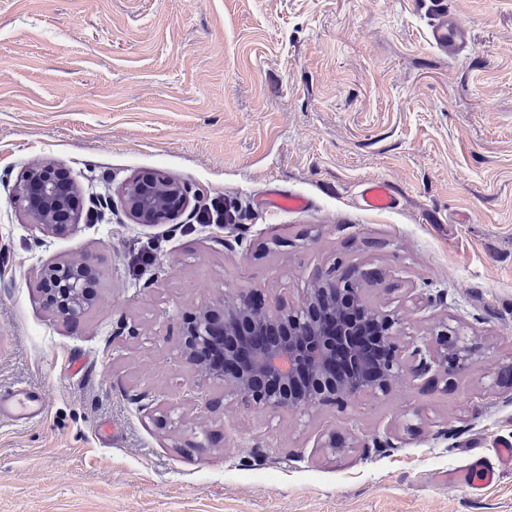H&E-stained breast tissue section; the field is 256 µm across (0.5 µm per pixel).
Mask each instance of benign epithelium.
<instances>
[{"instance_id": "7a95c632", "label": "benign epithelium", "mask_w": 512, "mask_h": 512, "mask_svg": "<svg viewBox=\"0 0 512 512\" xmlns=\"http://www.w3.org/2000/svg\"><path fill=\"white\" fill-rule=\"evenodd\" d=\"M192 189L162 171L136 175L120 188L121 206L135 224L172 219L190 204ZM25 223L55 235L69 233L91 212L75 206L70 171L44 162L29 166L16 185ZM333 267L315 279L298 302L270 304L259 293L236 305L211 303L183 322L182 355L199 376L224 386L248 406L271 412L306 411L329 404L344 409L360 395H384L403 377L429 371L448 380L479 357V347L445 323L436 338L405 345L400 319L371 305L364 286L373 270L348 275ZM96 267L91 258L57 263L40 273L43 301L68 323L93 304Z\"/></svg>"}]
</instances>
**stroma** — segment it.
Segmentation results:
<instances>
[{"mask_svg": "<svg viewBox=\"0 0 512 512\" xmlns=\"http://www.w3.org/2000/svg\"><path fill=\"white\" fill-rule=\"evenodd\" d=\"M444 6L472 41L455 58L434 0H0V392L46 400L0 424V512H512V472L477 497L450 479L512 440V0ZM40 162L112 209L60 237L23 223L13 186ZM151 169L236 232L132 223L118 191ZM374 179L395 209L361 207ZM271 191L310 207L263 210ZM83 256L97 299L71 326L38 278ZM336 263L378 271L368 296L412 340L445 323L478 361L301 415L181 357L184 312L295 301ZM332 430L355 447L320 448ZM430 43L438 51L456 55L471 49L469 36L448 17L445 8L437 7L435 19L430 28Z\"/></svg>", "mask_w": 512, "mask_h": 512, "instance_id": "35a3bbf8", "label": "stroma"}]
</instances>
